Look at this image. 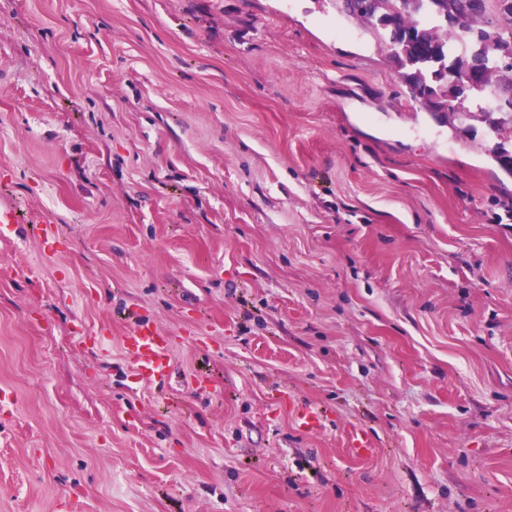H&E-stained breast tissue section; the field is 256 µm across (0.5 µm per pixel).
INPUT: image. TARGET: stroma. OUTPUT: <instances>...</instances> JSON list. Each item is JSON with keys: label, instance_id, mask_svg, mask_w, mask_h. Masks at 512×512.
<instances>
[{"label": "stroma", "instance_id": "obj_1", "mask_svg": "<svg viewBox=\"0 0 512 512\" xmlns=\"http://www.w3.org/2000/svg\"><path fill=\"white\" fill-rule=\"evenodd\" d=\"M480 104L346 0H0V512H512ZM125 345L141 375L160 379L165 377L168 358L164 336L149 328H138L126 336Z\"/></svg>", "mask_w": 512, "mask_h": 512}]
</instances>
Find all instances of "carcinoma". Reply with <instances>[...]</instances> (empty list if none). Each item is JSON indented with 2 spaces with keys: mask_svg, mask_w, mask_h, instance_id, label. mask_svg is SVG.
Returning <instances> with one entry per match:
<instances>
[{
  "mask_svg": "<svg viewBox=\"0 0 512 512\" xmlns=\"http://www.w3.org/2000/svg\"><path fill=\"white\" fill-rule=\"evenodd\" d=\"M468 0H348L361 17L377 14L386 34L382 40L392 52L410 92L427 101L434 111L446 102L448 80L467 75L473 61L482 62V72L466 84L460 95H481L485 89L507 83L512 89V0H484L482 11H467ZM508 20L509 30L490 32L489 14ZM461 17L462 29L443 28L452 14ZM481 117L498 134L512 131V96L496 110L483 109Z\"/></svg>",
  "mask_w": 512,
  "mask_h": 512,
  "instance_id": "cac0c4a2",
  "label": "carcinoma"
}]
</instances>
